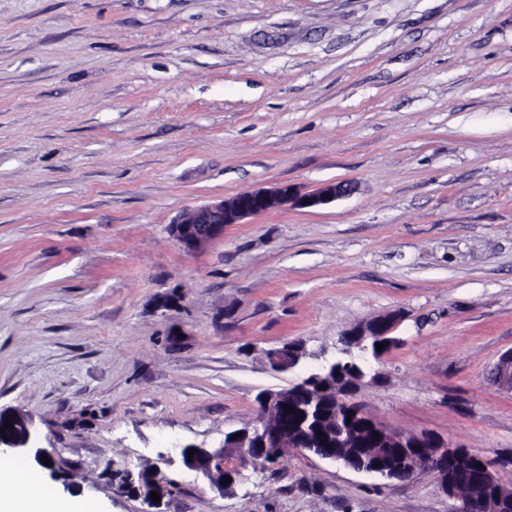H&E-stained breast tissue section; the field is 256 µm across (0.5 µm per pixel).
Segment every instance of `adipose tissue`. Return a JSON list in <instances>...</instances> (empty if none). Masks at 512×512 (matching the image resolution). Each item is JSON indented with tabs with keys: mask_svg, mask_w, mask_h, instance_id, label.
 <instances>
[{
	"mask_svg": "<svg viewBox=\"0 0 512 512\" xmlns=\"http://www.w3.org/2000/svg\"><path fill=\"white\" fill-rule=\"evenodd\" d=\"M0 512H99L82 496H61L39 470L11 454L0 453Z\"/></svg>",
	"mask_w": 512,
	"mask_h": 512,
	"instance_id": "1",
	"label": "adipose tissue"
}]
</instances>
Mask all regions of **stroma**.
<instances>
[{"label":"stroma","mask_w":512,"mask_h":512,"mask_svg":"<svg viewBox=\"0 0 512 512\" xmlns=\"http://www.w3.org/2000/svg\"><path fill=\"white\" fill-rule=\"evenodd\" d=\"M287 204L189 251L168 226L254 187ZM361 407L512 479V0H0V409L32 418L45 480L100 512H456L427 474L385 484L310 455L219 446L265 350L335 355L393 311ZM172 484L151 507L138 474ZM128 474L127 483L113 473ZM401 319L402 314L400 311L370 318L348 328L341 335V339L344 343H349L359 349L361 360L364 366H366L368 354L377 359L396 343L397 340L392 333ZM368 343L375 345L376 343H386V346L381 351H378L376 348L375 351L370 353ZM489 380L498 389L512 392V349L498 357L490 370Z\"/></svg>","instance_id":"1"}]
</instances>
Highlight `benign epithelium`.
I'll use <instances>...</instances> for the list:
<instances>
[{"label":"benign epithelium","mask_w":512,"mask_h":512,"mask_svg":"<svg viewBox=\"0 0 512 512\" xmlns=\"http://www.w3.org/2000/svg\"><path fill=\"white\" fill-rule=\"evenodd\" d=\"M348 192L345 183H328L307 193L299 194L289 185L277 187H257L242 191L220 200L197 206L176 217L169 224L171 235L186 249L195 250L205 246L211 240L224 234V227L229 224H240L243 220L269 212L282 204H292L299 208L317 209L327 206ZM402 319L399 311L361 321L348 328L342 334V341L360 351L362 362H367V355L379 358L395 343L393 331ZM381 343L383 350L369 351V344ZM265 356L270 369L277 373H286L300 369L305 364L306 351L297 342L285 343L280 347L269 349ZM335 366L333 360H325L318 365V370L309 374L299 382L279 390H268L260 396L256 418L249 427L224 436V442L217 448L195 447L193 459H188L189 447L181 449L185 466L206 478L212 489L224 493V476L234 479L238 475L235 466L224 463L227 458L226 449H233L232 456L242 463L268 466L273 464L275 451L284 447L288 441L294 450L311 455L321 460L340 465L346 469L372 475L384 482L406 483L413 481L419 470L403 465L394 470L381 462L379 465L365 467L353 463L341 452L351 447L346 427L349 423L344 416L355 412L367 419L366 425L378 440L393 443L403 460H408L415 452H421L428 464V472L436 480L441 489L450 497L455 496L453 484L458 481L462 472H473L477 475L480 485L486 488V494L469 500L461 506L460 512H497V504L505 499L512 500V481L504 480L495 470L492 463L482 459V465L472 466V452L459 445L434 436H417L409 433L396 432L372 415L364 413L362 407L352 400V396L362 385L366 377L360 371L344 389L336 390L334 375L327 371ZM490 382L498 389L512 392V349L502 353L494 363L489 374ZM326 388H321V385ZM312 404L334 405L330 411L329 429L325 430V447H310V438L303 433L305 421L303 414L307 406ZM292 407L297 413L298 421H291L285 406ZM12 428L5 430L6 437L0 436V451L20 456L26 460H34L44 465V450L38 446V437L32 428V421L19 412H1L0 428L6 422Z\"/></svg>","instance_id":"benign-epithelium-1"}]
</instances>
